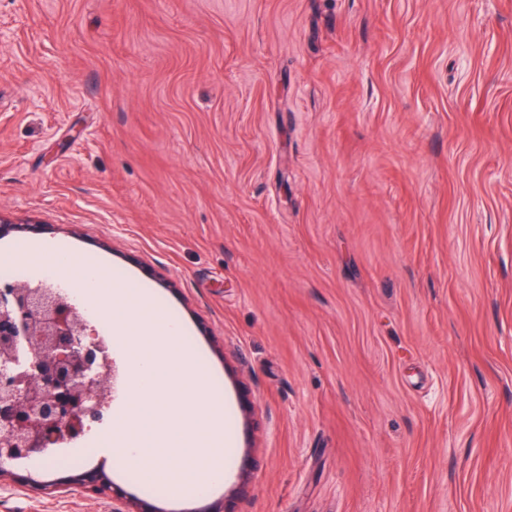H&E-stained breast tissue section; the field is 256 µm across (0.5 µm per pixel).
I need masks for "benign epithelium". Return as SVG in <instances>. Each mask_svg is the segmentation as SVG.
<instances>
[{"label": "benign epithelium", "mask_w": 512, "mask_h": 512, "mask_svg": "<svg viewBox=\"0 0 512 512\" xmlns=\"http://www.w3.org/2000/svg\"><path fill=\"white\" fill-rule=\"evenodd\" d=\"M44 224H14L0 215V235L43 234ZM119 376L112 347L76 301L53 278L0 281V484L30 498L47 488L15 471L36 455L59 466L62 448L111 422ZM88 498L112 503V512H161L153 496L129 499L104 467L62 481Z\"/></svg>", "instance_id": "benign-epithelium-1"}]
</instances>
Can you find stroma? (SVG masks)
<instances>
[{"mask_svg":"<svg viewBox=\"0 0 512 512\" xmlns=\"http://www.w3.org/2000/svg\"><path fill=\"white\" fill-rule=\"evenodd\" d=\"M0 215L181 324L224 477L162 512H512V0H0Z\"/></svg>","mask_w":512,"mask_h":512,"instance_id":"stroma-1","label":"stroma"}]
</instances>
